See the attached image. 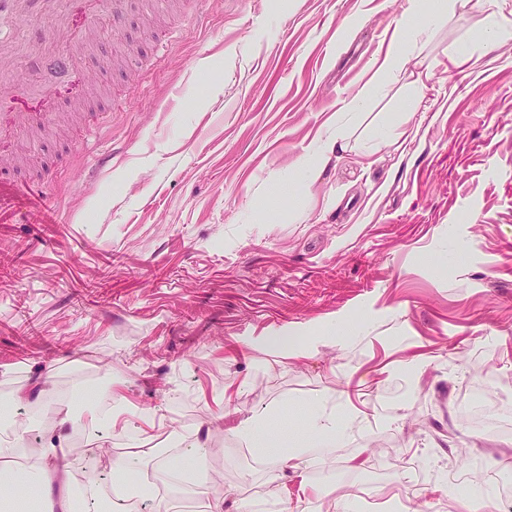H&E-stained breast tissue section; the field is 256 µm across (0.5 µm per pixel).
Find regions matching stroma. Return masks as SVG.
<instances>
[{
  "label": "stroma",
  "mask_w": 512,
  "mask_h": 512,
  "mask_svg": "<svg viewBox=\"0 0 512 512\" xmlns=\"http://www.w3.org/2000/svg\"><path fill=\"white\" fill-rule=\"evenodd\" d=\"M406 0H109L77 54L88 104L0 142V394L111 384L156 414L155 446L202 443L208 486L144 512H269L294 486L231 429L322 402L349 421L307 474L356 512H455L449 491L512 500V43L465 68L460 9L419 59L369 86ZM114 29L100 42V29ZM429 78L410 91L415 74ZM18 95L55 94L18 47ZM407 134L382 143L398 112ZM348 149L314 181L304 158ZM294 336L278 360L262 337ZM412 455L399 470L381 446ZM344 139L343 128H336V133L328 136L327 141L322 145L317 153L316 160L306 159L302 164V170L305 175H314L320 172L323 166L329 161L331 152L342 148L340 142Z\"/></svg>",
  "instance_id": "obj_1"
}]
</instances>
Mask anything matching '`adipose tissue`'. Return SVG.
Listing matches in <instances>:
<instances>
[{"label": "adipose tissue", "mask_w": 512, "mask_h": 512, "mask_svg": "<svg viewBox=\"0 0 512 512\" xmlns=\"http://www.w3.org/2000/svg\"><path fill=\"white\" fill-rule=\"evenodd\" d=\"M462 3L463 0H410L407 14L377 68L378 85H385L389 77L418 57L430 36L447 24L449 15ZM476 4L482 14L486 48H495L512 38V18L504 13L502 0H476ZM40 397L45 409L57 414L59 429L77 424L91 432L104 426L122 436L141 438L147 433L144 420L133 418L122 397L113 395L111 389L97 390L95 399L78 410L64 407L50 390H41ZM285 430V423L276 420L270 410L257 413L234 428L237 438L257 447L269 469H302L313 451L302 442L288 448L278 447L276 440ZM37 467L39 479L35 482L27 473L0 468V512H76L68 489L69 468L64 449L48 443ZM154 467L172 470L178 477L195 476L200 471V456L190 447L177 455L162 448H149L140 456L113 460L111 498H103L99 484L93 480L86 482L83 496L95 504L96 512H127L130 499L141 503L151 500L149 478Z\"/></svg>", "instance_id": "1"}]
</instances>
